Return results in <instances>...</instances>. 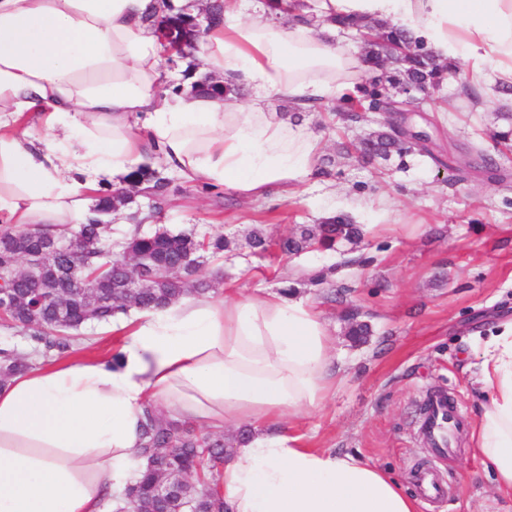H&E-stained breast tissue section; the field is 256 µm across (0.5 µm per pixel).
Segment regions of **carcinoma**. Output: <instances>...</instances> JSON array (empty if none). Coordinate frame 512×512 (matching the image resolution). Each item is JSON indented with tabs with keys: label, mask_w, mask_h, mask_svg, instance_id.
Returning <instances> with one entry per match:
<instances>
[{
	"label": "carcinoma",
	"mask_w": 512,
	"mask_h": 512,
	"mask_svg": "<svg viewBox=\"0 0 512 512\" xmlns=\"http://www.w3.org/2000/svg\"><path fill=\"white\" fill-rule=\"evenodd\" d=\"M191 16L180 11L157 21V25L177 36L186 28ZM341 28L367 34L362 40L364 59L373 74L353 89L343 93L337 111L343 119L353 120L361 109L378 108L389 92H404L407 107H419L428 92L457 75V71L440 61L424 43L413 39L394 24L369 25L359 20L337 19ZM412 141L395 136L392 130L379 131L359 141L356 150L373 160L389 159L408 151ZM169 181L158 176L150 166H141L133 174L130 188L99 195L93 208L96 214L119 211L136 197H150L151 215L159 214L168 203ZM109 228L93 218L80 225L77 234L82 248L51 258L34 287L20 279L4 283L12 296L4 318L34 330L31 339L48 350L64 353L71 348V333L89 322H109L131 306L163 307L184 295L205 296L213 292L214 281L206 266L224 256L229 241L222 236L200 235L193 230L173 233L158 227L150 234L136 233L124 243L132 257L150 259L153 274L134 292L126 289L127 270L112 266L108 275L96 274L107 258L101 246L107 241ZM361 228L346 215H336L319 224L302 225L298 232L279 243L281 254H299L311 247L332 250L342 242L361 238ZM44 234L0 227V266L18 268L20 257L37 251ZM254 254L268 250L270 240L254 231L245 239ZM65 306L63 322L56 320L57 307ZM29 369L24 357L15 352L0 353V382ZM142 454L149 459L148 469L133 478L130 512H178L179 497L188 503L189 512H224V501L216 494L219 466L224 463V438L197 435L178 422L153 411L146 412L142 425ZM165 473L191 475L180 496L161 499L156 495L157 479Z\"/></svg>",
	"instance_id": "obj_1"
}]
</instances>
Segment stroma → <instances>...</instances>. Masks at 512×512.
Segmentation results:
<instances>
[{"mask_svg":"<svg viewBox=\"0 0 512 512\" xmlns=\"http://www.w3.org/2000/svg\"><path fill=\"white\" fill-rule=\"evenodd\" d=\"M464 84L448 81L423 106L439 119L431 132L436 148L463 153L477 143L493 150L505 107L496 99L470 101ZM267 109L291 113L318 137L319 163L330 176L288 196L246 201L224 188L189 185L164 168L173 200L158 223L238 239L260 229L273 247L262 255L244 246L225 253L214 266L217 291L265 297L289 282L295 297L321 309L339 382L318 413L294 425L307 445L361 455L408 489L413 466L435 463L452 493L418 512H512V498L495 489L467 441L433 460L418 423L420 405L437 391L454 398L468 422L478 418L470 367L497 322L512 317V152L495 153L494 168L464 174L438 168L415 148L366 164L341 145L381 129L382 114L346 126L335 100L304 112L283 94L269 96ZM339 214L360 225V240L282 257L276 240ZM351 313L370 325L366 341L351 339ZM121 341L111 324L89 325L77 334L75 357L112 355Z\"/></svg>","mask_w":512,"mask_h":512,"instance_id":"stroma-1","label":"stroma"}]
</instances>
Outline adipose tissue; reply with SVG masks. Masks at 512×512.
<instances>
[{"mask_svg": "<svg viewBox=\"0 0 512 512\" xmlns=\"http://www.w3.org/2000/svg\"><path fill=\"white\" fill-rule=\"evenodd\" d=\"M224 0L203 38L223 97L166 89L162 17L193 0H0V224L51 233L86 222L89 195L124 186L147 156L185 182L242 199L317 177L319 140L270 112L335 96L337 73L366 72L336 17L387 20L469 81L512 85V0H305L281 21ZM246 88L249 102L236 92ZM120 359L60 361L0 385V512H104L125 499L146 411L250 437L224 462L225 512H417L393 477L351 453L305 447L274 426L320 409L336 385L314 303L233 291L187 296L122 318ZM471 454L512 494V319L485 341Z\"/></svg>", "mask_w": 512, "mask_h": 512, "instance_id": "obj_1", "label": "adipose tissue"}]
</instances>
